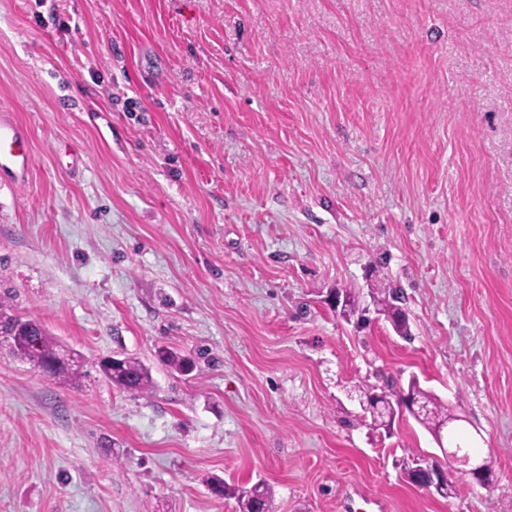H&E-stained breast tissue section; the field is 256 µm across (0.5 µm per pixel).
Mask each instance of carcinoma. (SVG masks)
Returning a JSON list of instances; mask_svg holds the SVG:
<instances>
[{
    "mask_svg": "<svg viewBox=\"0 0 512 512\" xmlns=\"http://www.w3.org/2000/svg\"><path fill=\"white\" fill-rule=\"evenodd\" d=\"M374 301L392 318L396 330L407 333L406 317L402 308L404 292L385 284L376 288ZM0 333L10 336L0 341V349L10 357L31 364L44 372V376L59 383H69L81 376L82 360L79 356L66 353L44 324L37 320L25 319L12 309L10 294H0ZM158 359L182 375H188L196 368L192 358L176 355L164 348L157 351ZM99 371L114 386L139 395H150L154 390L151 370L134 358L110 359L99 362ZM408 392L424 406V414L416 420L434 431L445 427L454 420L449 406L433 393L423 389L417 378H412ZM239 512H275L272 490L257 484L238 496Z\"/></svg>",
    "mask_w": 512,
    "mask_h": 512,
    "instance_id": "1",
    "label": "carcinoma"
}]
</instances>
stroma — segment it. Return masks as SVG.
<instances>
[{"label":"stroma","instance_id":"1","mask_svg":"<svg viewBox=\"0 0 512 512\" xmlns=\"http://www.w3.org/2000/svg\"><path fill=\"white\" fill-rule=\"evenodd\" d=\"M1 110L33 167L0 175V292L84 365L0 353V512H238L260 481L277 512H512V0H0ZM413 377L486 486L409 481L431 433L359 392ZM374 301L381 309L392 318L396 330L405 335L407 333L406 317L402 308L405 301L404 292L401 288H393L387 284H380L376 288ZM99 371L108 382L124 391L144 396L154 390L150 368L137 359L105 358L99 362Z\"/></svg>","mask_w":512,"mask_h":512}]
</instances>
